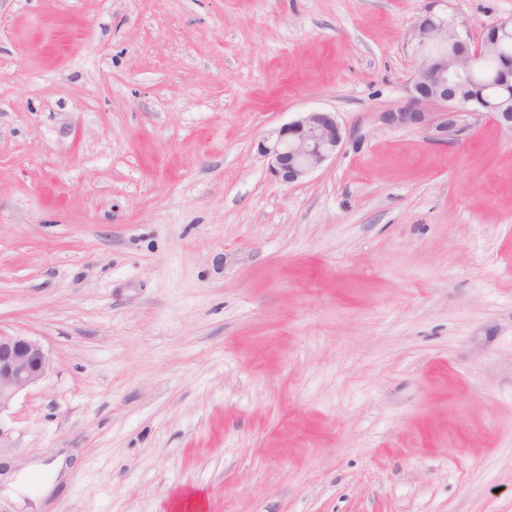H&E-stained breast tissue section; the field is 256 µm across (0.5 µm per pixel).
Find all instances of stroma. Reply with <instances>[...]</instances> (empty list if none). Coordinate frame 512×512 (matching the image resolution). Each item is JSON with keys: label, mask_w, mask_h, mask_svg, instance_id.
I'll return each mask as SVG.
<instances>
[{"label": "stroma", "mask_w": 512, "mask_h": 512, "mask_svg": "<svg viewBox=\"0 0 512 512\" xmlns=\"http://www.w3.org/2000/svg\"><path fill=\"white\" fill-rule=\"evenodd\" d=\"M425 0H0V331L45 512H512V134L406 98ZM472 37L512 0H451ZM335 113L283 183L258 140ZM48 367V354L39 340L0 331V414L19 392L38 383Z\"/></svg>", "instance_id": "35a3bbf8"}]
</instances>
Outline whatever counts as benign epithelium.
I'll list each match as a JSON object with an SVG mask.
<instances>
[{
	"label": "benign epithelium",
	"instance_id": "7a95c632",
	"mask_svg": "<svg viewBox=\"0 0 512 512\" xmlns=\"http://www.w3.org/2000/svg\"><path fill=\"white\" fill-rule=\"evenodd\" d=\"M448 0H428L424 14L415 23L410 38L418 64L410 77L405 101L381 114L390 126L421 129L432 141L446 143L462 131V118L468 113H488L503 130L512 133V112H488L483 102L459 99L450 92L456 76L472 71L486 56L492 40L512 35V18L499 20L483 38L471 43L467 27L450 10L435 11ZM459 46L453 57L427 54L424 47L435 44ZM343 143L334 113L302 112L298 118L271 129L257 145L258 153L269 162L270 171L284 183L305 178L311 171L336 155ZM49 367L48 354L41 342L22 334L0 332V413L17 394L38 383Z\"/></svg>",
	"mask_w": 512,
	"mask_h": 512
}]
</instances>
